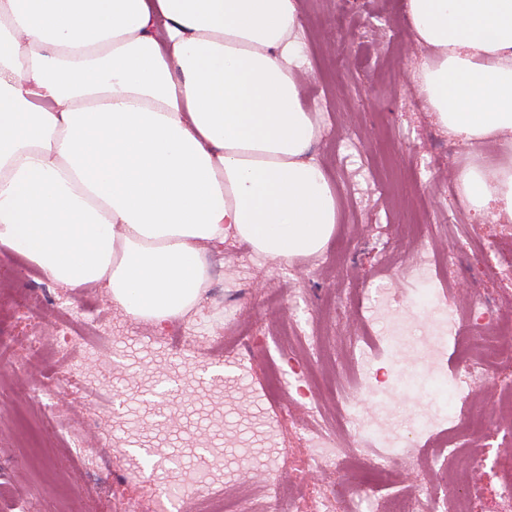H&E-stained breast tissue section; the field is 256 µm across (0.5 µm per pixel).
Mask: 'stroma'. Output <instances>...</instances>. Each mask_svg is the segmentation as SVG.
Segmentation results:
<instances>
[{
  "instance_id": "1",
  "label": "stroma",
  "mask_w": 512,
  "mask_h": 512,
  "mask_svg": "<svg viewBox=\"0 0 512 512\" xmlns=\"http://www.w3.org/2000/svg\"><path fill=\"white\" fill-rule=\"evenodd\" d=\"M302 7L310 66L299 82L321 126L310 153L336 193L333 239L322 255L294 261L226 241L208 256L211 280L200 304L178 319L181 345L166 354L159 351L166 332L131 320L103 288L67 289L0 246V512L15 500L36 512H147L172 461L192 469L203 436L223 443L233 478L212 497L187 494L180 512H212L224 500L244 502L248 512H311L324 495L335 498L336 512H351L350 492L371 451L337 419L342 399L320 381L351 376L355 336L384 335L396 320L417 334L431 327L432 317L413 305L421 286L411 273L415 254L442 252L433 287L461 325L469 324L476 297L493 317L512 320V223L474 215L462 201L448 207V185L469 153L436 125L412 87L421 54L401 0H302ZM45 285L94 312L111 338L95 358L97 382L62 386L48 398L40 373L63 374L69 364L45 363L26 342L49 333L50 310L34 299ZM298 328L317 339L316 353L296 340ZM500 354L466 390L484 425L465 430L461 451L443 464L435 450L444 436H411L405 456L390 460L401 486L462 496L467 512H503L500 472L512 465V336L502 338ZM383 363L411 382L394 396L365 382L353 393L363 419L387 414L406 430L418 414L444 409L414 352L389 350ZM274 364L283 388L269 399ZM313 407L343 446L340 471L309 464ZM266 424L283 458L274 474L238 452ZM65 425L88 436L94 456L84 472L62 445Z\"/></svg>"
}]
</instances>
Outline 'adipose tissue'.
I'll return each instance as SVG.
<instances>
[{
    "instance_id": "obj_1",
    "label": "adipose tissue",
    "mask_w": 512,
    "mask_h": 512,
    "mask_svg": "<svg viewBox=\"0 0 512 512\" xmlns=\"http://www.w3.org/2000/svg\"><path fill=\"white\" fill-rule=\"evenodd\" d=\"M402 3L416 92L471 148L461 195L511 221L512 0ZM302 30L301 0H0V246L153 326L194 307L227 238L320 254L338 207Z\"/></svg>"
}]
</instances>
